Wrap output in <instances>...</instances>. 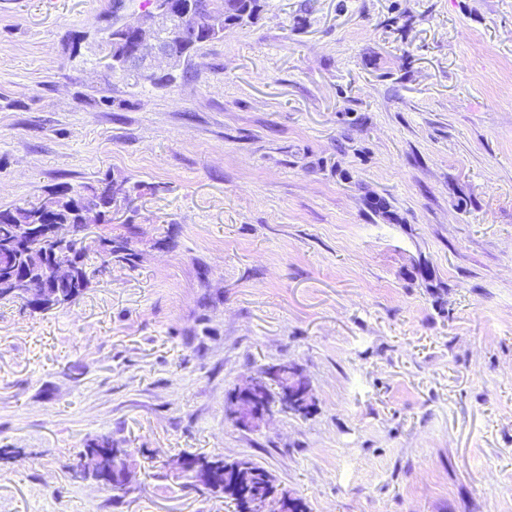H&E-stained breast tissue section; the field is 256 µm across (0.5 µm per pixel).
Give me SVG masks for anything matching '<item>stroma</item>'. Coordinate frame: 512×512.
Returning a JSON list of instances; mask_svg holds the SVG:
<instances>
[{
  "label": "stroma",
  "mask_w": 512,
  "mask_h": 512,
  "mask_svg": "<svg viewBox=\"0 0 512 512\" xmlns=\"http://www.w3.org/2000/svg\"><path fill=\"white\" fill-rule=\"evenodd\" d=\"M118 10L0 0V209L142 186L96 229L133 219L135 267L0 302V512H234L184 451L307 512H512V0H261L165 88L103 80ZM284 361L311 414L237 427ZM105 435L152 453L119 504L68 473ZM275 387L279 392L278 401L267 403L260 393ZM298 395L305 397L311 410L313 397L307 378L293 363L284 361L269 367L262 376L250 378L236 386L227 397L228 416L237 426L254 429L272 416L276 408L294 412L292 408ZM183 454L193 457L194 460L198 461L203 466L214 469L219 473L222 472L220 476L210 483H205L201 486L191 484L188 487L195 492L207 493L214 497H223L230 499L231 502L234 501L238 509L237 512H242L240 510L241 503L235 498V491H227L226 494V490L224 489V467L241 468L243 475L242 481L246 483V485L241 487V490L246 497H267L272 509L279 508L281 501L283 503L285 502L282 498L288 494V491L279 487V484H277V481L275 482L274 476L268 469L251 459L239 458L224 460V457L208 456L201 453Z\"/></svg>",
  "instance_id": "1"
}]
</instances>
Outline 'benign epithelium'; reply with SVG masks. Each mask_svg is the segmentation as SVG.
<instances>
[{
  "instance_id": "obj_1",
  "label": "benign epithelium",
  "mask_w": 512,
  "mask_h": 512,
  "mask_svg": "<svg viewBox=\"0 0 512 512\" xmlns=\"http://www.w3.org/2000/svg\"><path fill=\"white\" fill-rule=\"evenodd\" d=\"M171 12V0H153L151 8L141 14L127 17L118 26L129 29L134 34L135 48L129 58L128 67L142 75L156 77L160 72H173L180 69L187 61L184 53L177 51L175 42H184L197 32L194 24L181 28L177 39H169L163 43L157 37L158 30L166 23ZM73 231L71 224H30L28 229L16 235V241L32 254L38 249V240L51 238L66 241ZM15 292L23 301L35 300L39 307H44L50 299V293L33 283L14 280ZM305 397L308 404H313L308 380L288 361L281 362L268 368L262 376L250 378L236 386L227 397L228 416L243 429H254L275 409L292 410L296 399ZM112 456L121 457L126 462L123 475L125 484H130L131 474L136 468V455L132 448H115ZM164 465L179 476H185L192 482L200 478L199 470L188 464L187 459L169 457Z\"/></svg>"
}]
</instances>
